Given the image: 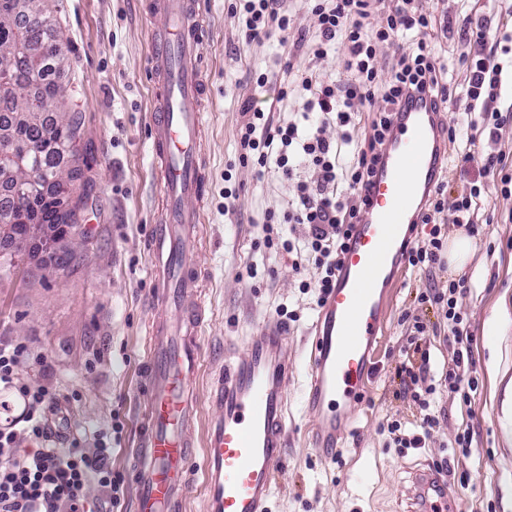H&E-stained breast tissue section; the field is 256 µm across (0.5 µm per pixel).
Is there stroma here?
<instances>
[{
  "instance_id": "1",
  "label": "stroma",
  "mask_w": 512,
  "mask_h": 512,
  "mask_svg": "<svg viewBox=\"0 0 512 512\" xmlns=\"http://www.w3.org/2000/svg\"><path fill=\"white\" fill-rule=\"evenodd\" d=\"M232 0H206L204 20L213 30L202 48L208 95L201 104L202 135L209 156L208 201L199 264L205 324L199 338L207 390L224 364V350L243 351L259 321L293 311L288 329V447L276 477L271 512H405L406 493L416 470L448 459L462 512H512V199H503L493 178L485 186L484 212L491 218L463 270L466 288L457 307L473 338L479 387L469 403L440 396L439 428L428 447L407 452L388 446L380 426L387 418L413 420L417 410L403 392L401 346L410 333L405 313L436 324L426 347L432 373L452 363L455 344L437 309L420 305L418 294L447 287V264L422 271L404 266L394 288L387 323L375 351L376 366L365 383V400L335 457L311 443L313 420L306 402L316 295L303 291L313 281L311 263L294 267L288 253L266 248L268 213L283 214L294 184L277 172L257 178L239 160L236 129L242 102L258 98L274 121L298 118L299 99L256 89L253 77L268 74L276 85H295L303 71L329 82L341 70L335 56L312 62L304 48L279 36L245 41L232 17ZM151 0H49L68 64L57 79L66 89L63 111L82 115L77 154L89 181L82 232L72 240L68 267L32 244L23 260L0 254V343L24 345L23 382L56 390L63 420L53 440L93 447L104 438L112 468L130 469L129 450L139 430L145 348L154 281L150 240L162 209L160 176L151 154L150 119L155 90L148 69ZM433 19L429 40L436 55L452 60L469 52L459 28L445 29L457 0H419ZM237 191L225 200V190ZM473 433L467 455L454 454L461 429Z\"/></svg>"
}]
</instances>
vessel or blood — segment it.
Segmentation results:
<instances>
[{
  "instance_id": "1",
  "label": "vessel or blood",
  "mask_w": 512,
  "mask_h": 512,
  "mask_svg": "<svg viewBox=\"0 0 512 512\" xmlns=\"http://www.w3.org/2000/svg\"><path fill=\"white\" fill-rule=\"evenodd\" d=\"M204 11L205 0H153L150 10V81L156 88L150 137L166 207L150 243L157 277L151 303L159 314L149 325L147 396L132 450L136 512H183L198 456L206 512H270L286 448L288 335L264 323L236 360L225 361L212 391L218 416L203 453L195 451L200 399L194 379L204 322L195 256L208 194L200 110L206 84L198 67L207 35ZM440 120L425 100L397 115L370 204L319 310L307 405L323 454L335 455L362 401L389 290L399 282L405 245L444 170L448 147ZM408 498V512H457L455 496L432 470L413 474Z\"/></svg>"
}]
</instances>
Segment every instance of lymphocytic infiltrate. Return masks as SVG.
<instances>
[{"instance_id":"obj_1","label":"lymphocytic infiltrate","mask_w":512,"mask_h":512,"mask_svg":"<svg viewBox=\"0 0 512 512\" xmlns=\"http://www.w3.org/2000/svg\"><path fill=\"white\" fill-rule=\"evenodd\" d=\"M374 4L375 0H309L319 26L317 39L310 42L295 30L290 16L281 12L279 0H235L232 7L241 20L245 41L274 35L291 38L296 45H307L313 59L333 52L341 62V75L334 81L317 84L311 76L301 78L306 93L302 116L318 112L334 119L341 130L338 140H328L321 128L300 121L274 122L251 99L243 103L247 120L237 133L239 158L252 164L257 175L274 169L296 180V194L287 212L267 214L264 244L290 254L305 252L319 272L314 288L321 300L335 286L341 256L353 224L367 205L393 118L413 100L428 98L438 112L449 111L454 101L463 100L476 131L468 139L463 160L480 161L483 175L499 178L502 197L512 198V172L507 169L505 151L498 148L503 128L512 125L506 82L512 74V34L493 24L497 16L512 18V0H492L489 15L477 19L468 12L459 15L457 23L475 49L446 64L435 57L427 40L432 18L418 11L414 0H393L392 7L378 17L373 14ZM382 43L396 49L386 74L375 63L376 48ZM460 68L466 72L461 84L454 78ZM377 98L382 101L381 109L372 113L365 129H358L355 104ZM480 133L494 143V151L476 153ZM302 164L311 169L310 179H298L297 168ZM444 193V185H437L421 209L419 221L431 230L427 241L407 250L409 266L429 270L439 264L443 242L437 217L445 208H452L457 223L469 232L478 230L481 186L466 183L450 203ZM285 223L300 226V238L284 237L281 226ZM463 287V281L453 280L447 288H433L421 295L422 302L441 308L456 344L454 365L443 378L452 394L474 391L479 385L471 337L457 309V295ZM412 328L407 344L419 350L421 364L404 366L403 371L418 417L410 425L390 419L380 427L394 447L403 450L425 447L438 424L432 410L437 388L430 374V356L421 350L427 326L417 317ZM26 352L23 346L0 345V384L16 389L24 403L21 422L25 424L21 430L12 421L0 425V512H84L81 492L92 480L106 489L111 503H118L124 478L112 471L111 447L104 443L66 450L49 446L50 420L59 398L51 386L20 382L18 371Z\"/></svg>"}]
</instances>
